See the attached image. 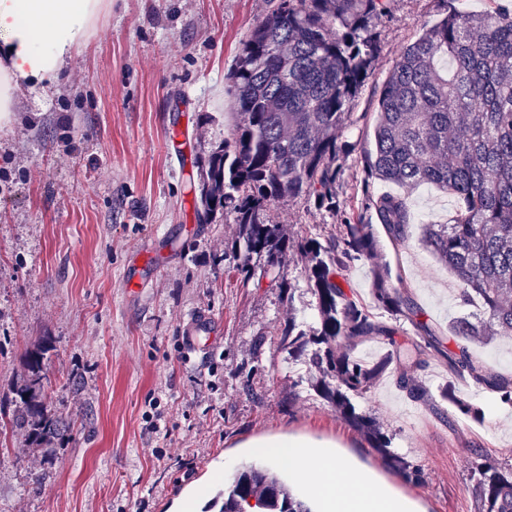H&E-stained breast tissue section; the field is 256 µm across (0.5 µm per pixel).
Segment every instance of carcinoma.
I'll use <instances>...</instances> for the list:
<instances>
[{"label": "carcinoma", "instance_id": "1", "mask_svg": "<svg viewBox=\"0 0 512 512\" xmlns=\"http://www.w3.org/2000/svg\"><path fill=\"white\" fill-rule=\"evenodd\" d=\"M385 10L386 0H278L256 23L226 76L239 122L199 164L197 210L200 224L220 210L233 215L238 237L231 249L244 284L254 276L253 256H264L263 276L291 294L294 285L280 268L300 256L318 323L289 319L280 347L315 368L316 394L383 453L391 439L356 399L394 364L407 394L429 400L417 379L427 348L446 358L448 384L440 398L462 414L478 417L456 396L457 377L512 403V380L487 372L469 351L473 342L512 334V12L452 11L407 45L380 89L373 150L364 157L368 181L433 185L460 204L453 223L428 224L422 238L458 280L459 305L477 308L450 323L457 349H442L429 332L395 339V328L374 320L345 290L352 263L377 254L372 225L347 221L322 242L309 233L291 239L268 218L276 204L302 197L336 214L341 132L380 52L375 25ZM371 207L394 239L405 240V197L379 196ZM372 295L396 319L415 315L385 267L373 269ZM371 336L388 337L391 350L364 362L353 351ZM48 352L30 360L10 425L50 457L73 440L74 423L45 390ZM470 488L477 512H512V463L481 457ZM252 500L260 512H311L271 463L243 467L224 490L220 512H247Z\"/></svg>", "mask_w": 512, "mask_h": 512}]
</instances>
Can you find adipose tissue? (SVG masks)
Wrapping results in <instances>:
<instances>
[{
  "label": "adipose tissue",
  "instance_id": "adipose-tissue-1",
  "mask_svg": "<svg viewBox=\"0 0 512 512\" xmlns=\"http://www.w3.org/2000/svg\"><path fill=\"white\" fill-rule=\"evenodd\" d=\"M112 0H0V124L10 123L23 87L54 88L95 32ZM321 512H418L356 458L329 441L291 435L265 439Z\"/></svg>",
  "mask_w": 512,
  "mask_h": 512
}]
</instances>
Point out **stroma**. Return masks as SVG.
<instances>
[{
  "mask_svg": "<svg viewBox=\"0 0 512 512\" xmlns=\"http://www.w3.org/2000/svg\"><path fill=\"white\" fill-rule=\"evenodd\" d=\"M277 0H112L57 89L26 90L0 125V512H207L243 466L261 464L249 440L291 433L339 441L421 512H474L469 475L478 455L512 461V404L467 379L458 395L474 420L437 394L446 360L427 350L411 399L390 368L358 404L423 481L386 458L316 395L308 366L289 360L278 330L311 319L304 267L290 258L283 294L269 278L242 284L226 245L231 215L196 221L197 160L229 138L237 117L225 77L253 26ZM512 0H387L381 52L351 106L336 193L373 225L390 284L416 319L376 320L438 336L459 316L458 283L426 249L424 225L446 224L455 199L423 185L407 196L408 236L393 240L364 186L377 93L404 47L447 12L479 13ZM288 235L327 234L338 220L301 198L277 204ZM48 348V392L76 420L75 442L44 459L9 426L29 355ZM161 420L167 436L151 431ZM43 472L39 492L32 473Z\"/></svg>",
  "mask_w": 512,
  "mask_h": 512,
  "instance_id": "1",
  "label": "stroma"
}]
</instances>
